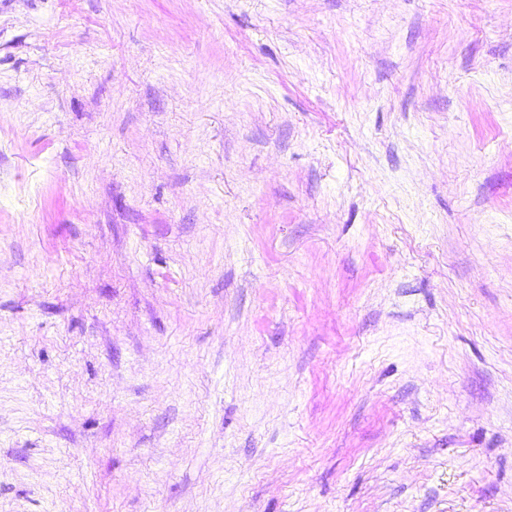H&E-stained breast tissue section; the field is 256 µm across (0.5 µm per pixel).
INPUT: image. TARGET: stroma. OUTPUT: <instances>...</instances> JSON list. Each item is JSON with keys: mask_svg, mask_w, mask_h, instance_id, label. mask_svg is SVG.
Listing matches in <instances>:
<instances>
[{"mask_svg": "<svg viewBox=\"0 0 512 512\" xmlns=\"http://www.w3.org/2000/svg\"><path fill=\"white\" fill-rule=\"evenodd\" d=\"M0 512H512V0H0Z\"/></svg>", "mask_w": 512, "mask_h": 512, "instance_id": "obj_1", "label": "stroma"}]
</instances>
